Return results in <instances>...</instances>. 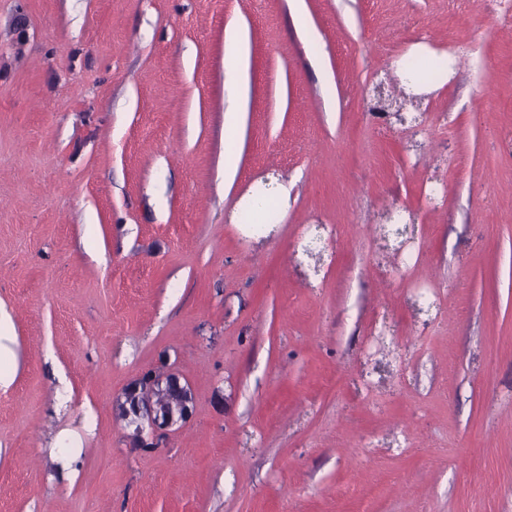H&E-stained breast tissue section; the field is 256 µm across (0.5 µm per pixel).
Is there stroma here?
Listing matches in <instances>:
<instances>
[{
    "mask_svg": "<svg viewBox=\"0 0 512 512\" xmlns=\"http://www.w3.org/2000/svg\"><path fill=\"white\" fill-rule=\"evenodd\" d=\"M511 142L497 0H0V512H512ZM144 391H148L146 397ZM123 398L116 400L115 413L119 420L126 421L127 428H132L130 438L145 447L153 445L146 442L145 434L158 441L186 419L192 393L176 377H169L163 385L159 379L148 376L128 386Z\"/></svg>",
    "mask_w": 512,
    "mask_h": 512,
    "instance_id": "stroma-1",
    "label": "stroma"
}]
</instances>
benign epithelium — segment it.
<instances>
[{
    "mask_svg": "<svg viewBox=\"0 0 512 512\" xmlns=\"http://www.w3.org/2000/svg\"><path fill=\"white\" fill-rule=\"evenodd\" d=\"M191 400L189 386L178 378L162 382L148 376L124 390L123 398L116 400L115 413L132 429L130 438L145 447L146 437L158 441L186 419Z\"/></svg>",
    "mask_w": 512,
    "mask_h": 512,
    "instance_id": "7a95c632",
    "label": "benign epithelium"
}]
</instances>
